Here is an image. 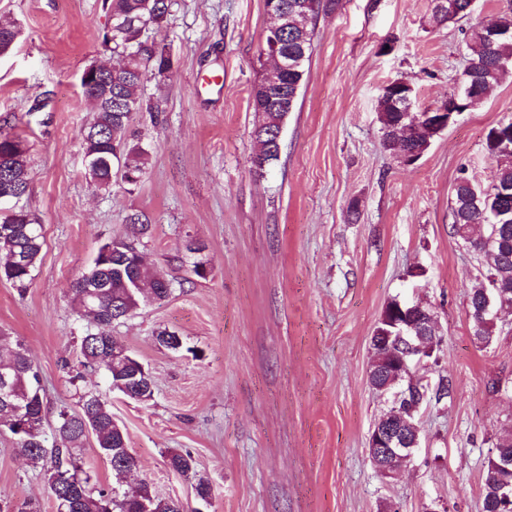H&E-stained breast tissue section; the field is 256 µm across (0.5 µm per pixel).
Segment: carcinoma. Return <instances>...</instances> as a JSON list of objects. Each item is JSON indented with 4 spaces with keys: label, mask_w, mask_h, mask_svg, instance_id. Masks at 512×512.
Returning a JSON list of instances; mask_svg holds the SVG:
<instances>
[{
    "label": "carcinoma",
    "mask_w": 512,
    "mask_h": 512,
    "mask_svg": "<svg viewBox=\"0 0 512 512\" xmlns=\"http://www.w3.org/2000/svg\"><path fill=\"white\" fill-rule=\"evenodd\" d=\"M288 12L307 13L310 24L303 32L292 30L284 36L282 49L304 56L307 64L313 52L315 20L319 13L334 11L338 0H280ZM439 0H430L431 18L438 25L459 21L468 16L469 0H445L454 9L442 10ZM105 11L118 15L122 27L112 36H102L104 46L125 56L126 63L110 77L112 100L93 104L94 117L84 128L82 152L88 158L85 176L98 189L109 190L116 177L115 168H129L137 184L145 173L147 152L131 144L128 132L133 114L147 109L142 88L148 65L162 73L171 67L165 49L141 39L143 32L160 25L169 12V4L155 0H111L103 4ZM494 26L510 35L490 39L481 27L472 29L466 41V64L462 87L469 89L468 109L482 103L496 85L512 77V16L505 15ZM20 31L14 22L0 19V55L14 48ZM398 91L385 87L378 99V115L383 133V147L394 156L427 143L423 135L403 138L399 130L408 123L422 120L426 110L404 112L396 97ZM284 113L268 109L262 119V130H253L255 152L253 164L258 168L278 160L281 145L270 137L279 129ZM512 131V120L501 121L486 134L488 152L499 159L494 179L487 188L478 185L465 173L456 178L451 199L452 232L475 253L487 261L486 273L469 293L473 315V335L482 344H492L496 336V320L503 304L512 306V199L503 211L499 190H512V137L508 144H494L497 133ZM8 176L10 185L21 194L29 190L26 151L22 141L10 132L0 130V178ZM127 235L103 243L93 265L72 285V300L81 317L94 326L81 337L83 365L106 371L110 387L126 397L146 402L153 397L150 373L123 342L112 335V323L134 314L147 302H161L170 294V283L159 271L144 265L136 240L148 231L149 219L141 213L127 217ZM45 244L42 225L34 214L18 209L0 214V279L4 278L21 290L34 278ZM396 300L387 303L371 338L372 364L378 368L392 365L386 348V337L396 320ZM10 377L23 414L16 416L0 403V426L13 435L16 448L35 469L45 472L50 496L56 512H188L173 498H162L151 484L143 481L132 494L119 492L117 485L132 469L127 462L128 437L114 420L111 403L102 395L87 391L79 398V410L62 411L56 425L46 429L43 388L39 371L27 355L24 344L0 345V375ZM93 431L100 453L112 467L116 485L95 489L93 476L85 467L83 450L87 431ZM495 451L487 458L482 486L481 512H512V505L501 499L502 492L512 496V471L499 467L503 448L512 451V429L504 430L494 443ZM168 467L185 477L195 479L200 501L211 497L209 482L196 477L195 460L186 453L168 456Z\"/></svg>",
    "instance_id": "carcinoma-1"
}]
</instances>
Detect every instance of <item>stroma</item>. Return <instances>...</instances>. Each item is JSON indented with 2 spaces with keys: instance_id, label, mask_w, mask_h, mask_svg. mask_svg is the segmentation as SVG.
<instances>
[{
  "instance_id": "35a3bbf8",
  "label": "stroma",
  "mask_w": 512,
  "mask_h": 512,
  "mask_svg": "<svg viewBox=\"0 0 512 512\" xmlns=\"http://www.w3.org/2000/svg\"><path fill=\"white\" fill-rule=\"evenodd\" d=\"M511 1L476 0L470 16L438 27L429 0H338L316 20L280 157L259 171L251 91L268 65L264 0H172L146 32L172 67L148 69L143 99L157 109L131 125L146 173L136 186L99 191L84 177L92 107L80 76L118 61L101 45L102 0H0V17L23 29L0 57V128L26 142L30 189L19 205L45 239L26 290L0 279V335L24 343L48 420L76 409L86 390L106 394L140 466L124 490L146 479L189 510L193 482L167 466L175 452L191 453L209 481L206 512H481L485 461L512 426V313L491 345L476 340L468 294L485 260L453 235L449 205L460 171L490 185L497 161L485 138L512 119V82L458 115L411 166L384 149L377 102L402 80L415 109L442 105L471 28ZM44 91L47 106L32 110ZM138 211L152 224L137 248L171 293L112 333L150 371L147 402L81 366L88 323L71 303L74 280ZM191 239L201 253L187 252ZM197 259L206 277L193 273ZM417 267L423 277H411ZM395 298L432 306L438 360L416 374L451 379L454 392L423 404L420 444L386 479L368 439L389 403L368 374L373 330ZM163 329L181 349L157 342ZM26 505L55 512L43 473L2 433L0 512Z\"/></svg>"
}]
</instances>
